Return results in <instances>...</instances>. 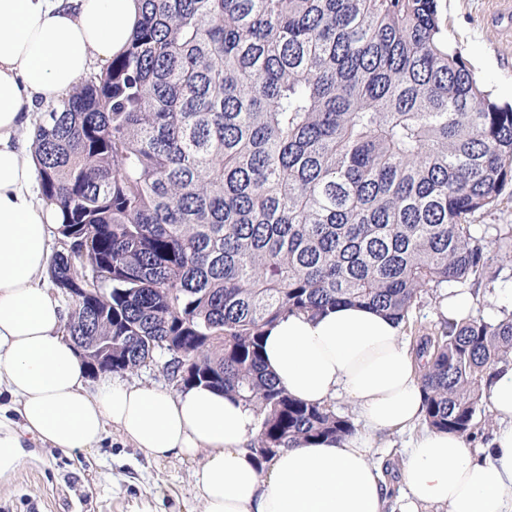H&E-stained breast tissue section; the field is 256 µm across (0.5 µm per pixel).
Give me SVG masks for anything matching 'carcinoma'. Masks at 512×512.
<instances>
[{
  "label": "carcinoma",
  "instance_id": "1",
  "mask_svg": "<svg viewBox=\"0 0 512 512\" xmlns=\"http://www.w3.org/2000/svg\"><path fill=\"white\" fill-rule=\"evenodd\" d=\"M61 212L49 281L93 370L169 356L182 387L237 396L268 460L355 433L291 397L267 328L341 304L408 319L425 295L492 282L512 224V103L448 39L441 0H143L127 48L34 123ZM428 427L489 421L512 310L417 338Z\"/></svg>",
  "mask_w": 512,
  "mask_h": 512
}]
</instances>
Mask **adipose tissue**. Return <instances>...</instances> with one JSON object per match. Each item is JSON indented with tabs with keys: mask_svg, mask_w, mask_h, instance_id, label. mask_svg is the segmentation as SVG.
Wrapping results in <instances>:
<instances>
[{
	"mask_svg": "<svg viewBox=\"0 0 512 512\" xmlns=\"http://www.w3.org/2000/svg\"><path fill=\"white\" fill-rule=\"evenodd\" d=\"M140 0H0V393L20 424L0 414V476L33 440L61 451L98 447L110 427L144 454L203 456L204 512H512V361L493 374L489 403L500 426L482 447L423 424V368L403 325L364 307L293 314L263 339L267 372L306 403L343 397L363 434L285 449L259 463L249 447L253 411L202 384L161 391L106 375L90 384L63 334L67 318L47 288L61 216L36 200L37 161L19 132L38 101L69 94L123 51ZM417 429L391 490L379 437Z\"/></svg>",
	"mask_w": 512,
	"mask_h": 512,
	"instance_id": "1",
	"label": "adipose tissue"
}]
</instances>
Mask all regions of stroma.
<instances>
[{
    "mask_svg": "<svg viewBox=\"0 0 512 512\" xmlns=\"http://www.w3.org/2000/svg\"><path fill=\"white\" fill-rule=\"evenodd\" d=\"M448 38L500 100L512 102V16L498 0H443ZM201 459H152L111 429L70 454L39 446L0 477V512H202Z\"/></svg>",
    "mask_w": 512,
    "mask_h": 512,
    "instance_id": "stroma-1",
    "label": "stroma"
}]
</instances>
